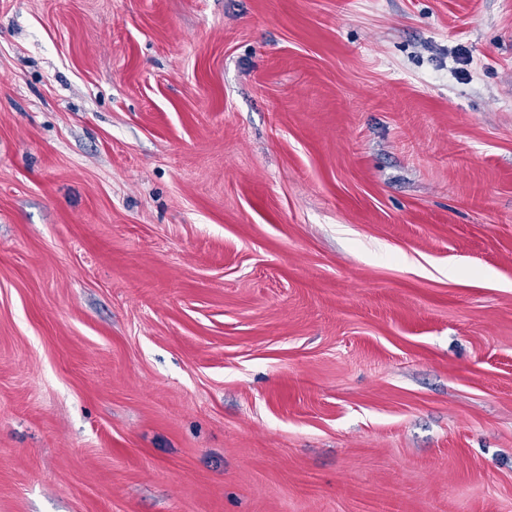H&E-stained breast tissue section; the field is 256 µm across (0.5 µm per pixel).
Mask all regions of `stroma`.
Returning <instances> with one entry per match:
<instances>
[{
  "instance_id": "obj_1",
  "label": "stroma",
  "mask_w": 512,
  "mask_h": 512,
  "mask_svg": "<svg viewBox=\"0 0 512 512\" xmlns=\"http://www.w3.org/2000/svg\"><path fill=\"white\" fill-rule=\"evenodd\" d=\"M0 512H512V0H0Z\"/></svg>"
}]
</instances>
